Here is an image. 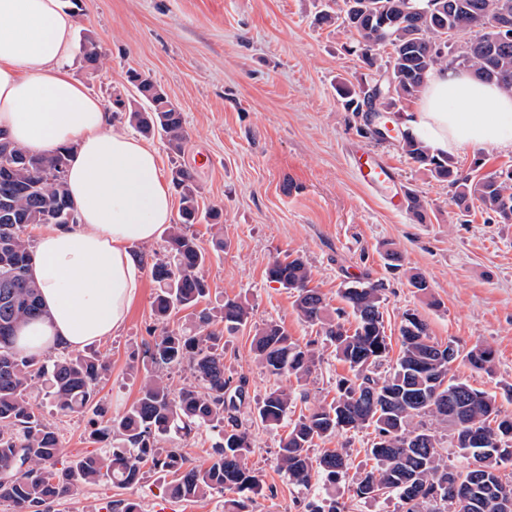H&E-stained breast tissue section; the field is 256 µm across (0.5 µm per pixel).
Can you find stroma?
I'll return each instance as SVG.
<instances>
[{"mask_svg": "<svg viewBox=\"0 0 512 512\" xmlns=\"http://www.w3.org/2000/svg\"><path fill=\"white\" fill-rule=\"evenodd\" d=\"M321 0H80L75 37L90 36L108 60L89 71L73 62L71 71L91 95L111 104L113 93L132 97L136 89L129 71L149 76L180 108L187 132L183 154L170 153L160 138L150 143L161 156L163 170L174 163L190 168L199 186L201 209L224 213V248L212 250L209 226L194 231L209 259L202 273L209 293L200 306L213 314V330L226 299L250 310L246 328L224 338V372L248 380L251 400L272 389L288 390L294 403L279 425L264 426L241 419L251 434L253 451L247 464L262 489L253 512H304L307 502L334 496L340 512H401L397 497L365 502L353 495L351 476L332 490L315 482L291 483L276 456L280 440L313 405H329L336 383L349 376L348 366L332 347L302 322L293 291L266 277L270 262L302 256L311 271V287L324 294L329 309L342 304L339 291L358 282L382 286V312L389 343L386 361L376 370L387 377L401 349L404 313L426 320L433 341L453 344L464 354L491 348L490 372L465 361L452 366L455 377L495 397L512 415V224L497 223L481 209L461 216L450 202L447 183L410 160L397 140H375L362 133V116L345 111L336 92L339 84H358L364 73L350 41L336 23H320ZM367 146L397 166L404 187L426 206L424 218L395 211L362 186L353 151ZM401 255L399 268H389L387 250ZM420 274L429 295L409 284ZM157 285L144 276L126 323L98 343L109 368L99 382V397L113 415L137 400L150 366L144 357L156 323L151 304ZM283 327L299 344L314 342L316 368L307 378L273 377L257 363L251 349L257 327ZM49 384L36 382L33 400L44 403L47 421L56 428L63 448L62 464L102 452L91 442L90 415L64 416L49 404ZM373 428L341 432L317 441L312 455L330 448L347 453L352 470L371 468L366 454ZM130 499L141 512H224V498L173 500L158 474L117 488L106 482L80 486L54 503L51 512H109L111 501Z\"/></svg>", "mask_w": 512, "mask_h": 512, "instance_id": "1", "label": "stroma"}]
</instances>
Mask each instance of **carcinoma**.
Wrapping results in <instances>:
<instances>
[{"mask_svg": "<svg viewBox=\"0 0 512 512\" xmlns=\"http://www.w3.org/2000/svg\"><path fill=\"white\" fill-rule=\"evenodd\" d=\"M344 4L343 28L354 38L352 49L367 70L358 85L340 91L348 111L376 115L418 97L428 67L471 69L512 93V40L500 39L493 29L499 16H512V0H344ZM382 47L390 48L385 57L379 53ZM79 54L92 70L107 59L104 48L88 36L80 39ZM383 74L393 78L390 94L376 89ZM130 80L137 97L117 94L113 107L139 132L157 135L170 151L181 153L187 133L179 107L150 78L133 72ZM401 148L448 183L451 202L459 210L467 212L477 203L499 223L512 224V177L496 180L492 173L479 175L476 168L464 172L451 158L433 155L408 131L402 135ZM72 151L65 147L43 158L10 141L0 144V501L10 502L15 512H48L53 502L83 484L105 480L121 487L135 485L148 466L171 476L166 486L173 498L191 500L227 491L234 497L224 500V512H251L261 481L247 467L252 445L239 419L241 408L248 405L247 380L224 377L222 336L205 331L212 322L210 315H199L198 324L189 329L167 327L173 311L195 309L209 292L200 274L208 253L191 227L203 221L210 224L217 230L214 247L224 249L221 213L214 208L200 212L198 187L188 169L181 165L171 169L180 205L165 240V258L150 265L158 284L153 314L161 332L145 354L157 370L187 367L193 381L174 390L153 374L143 382L134 405L112 420L97 399L99 380L108 367L105 355L96 350H63L37 360L22 356L16 348L17 329L45 316L39 288L29 276L32 247L25 231L36 224H72L74 204L66 187ZM266 277L296 293L299 318L319 327L336 356L353 372V377L338 381L329 407L310 409L281 440L278 463L289 481L303 487L315 478L336 484L347 472V458L338 450L311 457L314 440L372 426L385 437V444L380 447L375 441L368 449L375 466L359 474L353 486L356 497L376 501L394 494L403 512H465L448 500V475L467 477L474 465L497 491L512 497V473L502 471L512 463V435L502 429L512 415L502 413L494 397L451 375L448 349H440L427 331L421 336L412 333L409 314L403 315L400 327L401 355L390 377L381 380L374 376V368L386 357L388 342L377 286L358 283L344 289L346 308L336 309L332 316L323 294L309 287L310 271L302 257L272 261ZM249 319L250 311L242 303L224 301L221 321L227 332L246 327ZM251 349L273 376L287 373L301 379L316 364L312 344L299 345L277 324L255 329ZM44 377L50 381L49 395L57 411L90 412L97 417L89 439L108 442L105 452L58 467L62 454L58 436L41 405L28 396L31 385ZM436 380L446 392L469 389L479 395L460 417L463 430L478 438L476 444L458 442L468 459L463 468L448 465L436 430L421 421L430 417L448 424V413L435 408ZM293 401L291 393L274 390L248 413L264 425H278ZM203 426L216 436L214 453L205 466L189 465L179 448L159 446L172 433L184 440ZM410 483L415 485L413 493L408 491Z\"/></svg>", "mask_w": 512, "mask_h": 512, "instance_id": "carcinoma-1", "label": "carcinoma"}]
</instances>
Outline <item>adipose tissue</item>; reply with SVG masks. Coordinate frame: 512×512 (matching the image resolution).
<instances>
[{
  "label": "adipose tissue",
  "instance_id": "ef3b65f1",
  "mask_svg": "<svg viewBox=\"0 0 512 512\" xmlns=\"http://www.w3.org/2000/svg\"><path fill=\"white\" fill-rule=\"evenodd\" d=\"M74 28L62 0H0V132L34 155L74 149L67 187L77 222L36 231L29 274L46 315L18 342L36 357L102 342L125 324L143 278L131 248L164 235L174 215L158 151L114 127L72 77ZM404 122L437 154L512 150V94L470 71L430 70Z\"/></svg>",
  "mask_w": 512,
  "mask_h": 512
}]
</instances>
